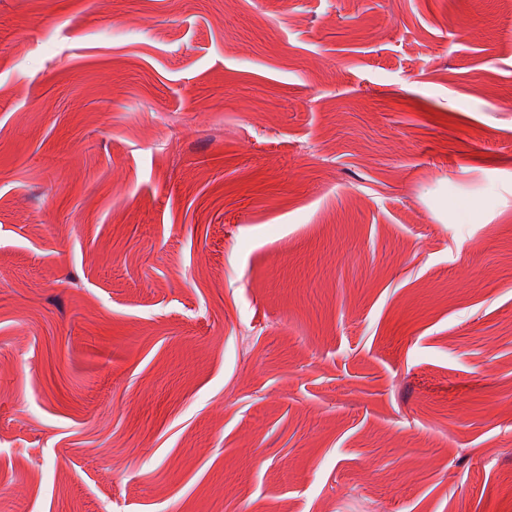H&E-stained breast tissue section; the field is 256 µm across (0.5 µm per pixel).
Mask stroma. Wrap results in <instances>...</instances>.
<instances>
[{"label":"stroma","mask_w":512,"mask_h":512,"mask_svg":"<svg viewBox=\"0 0 512 512\" xmlns=\"http://www.w3.org/2000/svg\"><path fill=\"white\" fill-rule=\"evenodd\" d=\"M0 512H512L499 0H0Z\"/></svg>","instance_id":"1"}]
</instances>
